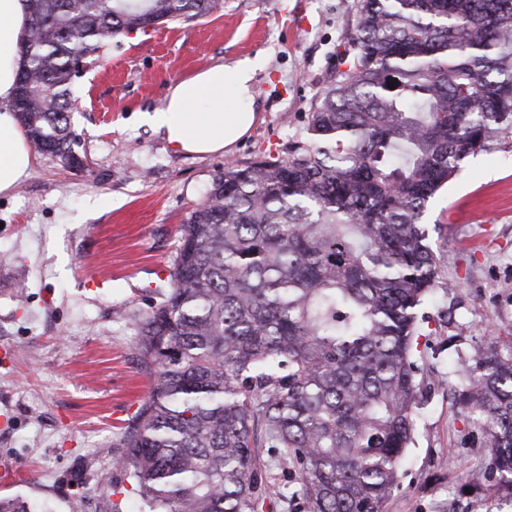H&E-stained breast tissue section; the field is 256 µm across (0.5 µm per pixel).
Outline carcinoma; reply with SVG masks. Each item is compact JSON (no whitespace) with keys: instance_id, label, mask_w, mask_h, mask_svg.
Here are the masks:
<instances>
[{"instance_id":"1","label":"carcinoma","mask_w":512,"mask_h":512,"mask_svg":"<svg viewBox=\"0 0 512 512\" xmlns=\"http://www.w3.org/2000/svg\"><path fill=\"white\" fill-rule=\"evenodd\" d=\"M222 0H30L13 109L70 163L74 65ZM285 158L230 163L182 225L162 301L135 322L151 393L116 466L138 512H260L273 449L299 512H383L421 382L418 311L439 260L422 218L512 128V0H357ZM394 88H388V84ZM453 400L512 491V349L477 346ZM0 512H31L0 497Z\"/></svg>"}]
</instances>
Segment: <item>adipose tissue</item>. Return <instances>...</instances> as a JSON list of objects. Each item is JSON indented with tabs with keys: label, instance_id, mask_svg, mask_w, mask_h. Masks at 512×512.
Masks as SVG:
<instances>
[{
	"label": "adipose tissue",
	"instance_id": "ef3b65f1",
	"mask_svg": "<svg viewBox=\"0 0 512 512\" xmlns=\"http://www.w3.org/2000/svg\"><path fill=\"white\" fill-rule=\"evenodd\" d=\"M28 0H0V194L29 176L33 159L15 112L21 65L20 42L29 19ZM258 61L227 69L216 64L169 85L163 108L145 113V122L185 154L207 155L231 149L256 121L253 81Z\"/></svg>",
	"mask_w": 512,
	"mask_h": 512
}]
</instances>
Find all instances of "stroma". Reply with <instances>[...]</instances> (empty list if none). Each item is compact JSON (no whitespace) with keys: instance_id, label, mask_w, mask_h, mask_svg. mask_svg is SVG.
Returning <instances> with one entry per match:
<instances>
[{"instance_id":"35a3bbf8","label":"stroma","mask_w":512,"mask_h":512,"mask_svg":"<svg viewBox=\"0 0 512 512\" xmlns=\"http://www.w3.org/2000/svg\"><path fill=\"white\" fill-rule=\"evenodd\" d=\"M212 14L136 31L76 79L81 167L36 154L0 194V496L34 512H112L123 427L150 393L136 318L169 287L181 224L228 163L284 157L340 63L356 0H223ZM260 59L258 121L229 151H174L140 120L170 84L214 64ZM424 224L439 274L414 359L425 404L385 512H512L489 474L481 431L455 406L462 357L512 348V132L467 158Z\"/></svg>"}]
</instances>
